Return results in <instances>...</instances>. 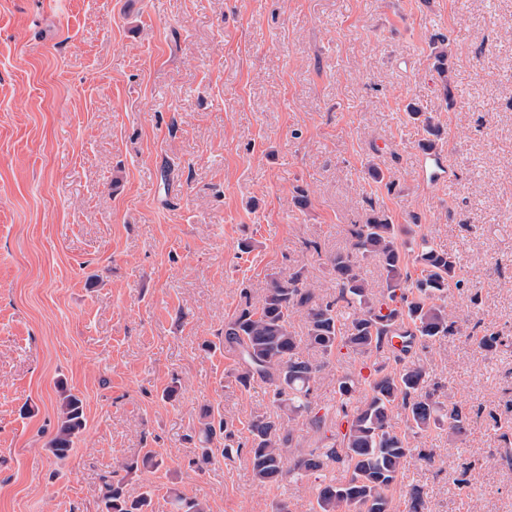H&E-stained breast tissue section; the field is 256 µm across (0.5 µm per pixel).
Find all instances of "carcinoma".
<instances>
[{
  "instance_id": "cac0c4a2",
  "label": "carcinoma",
  "mask_w": 512,
  "mask_h": 512,
  "mask_svg": "<svg viewBox=\"0 0 512 512\" xmlns=\"http://www.w3.org/2000/svg\"><path fill=\"white\" fill-rule=\"evenodd\" d=\"M438 71L448 77L445 61L448 43L434 42ZM352 247L330 260L336 276L340 300L351 309L348 322L342 321L337 302L319 303L308 288L302 271L288 280H273L259 305L245 303L231 320L224 323V343L238 353L237 381L243 387L261 380L272 388L273 402L288 412V420L303 419L318 434L327 423L311 401L316 374L321 366L303 359L306 343L329 357L340 348L369 354L386 351L394 367L382 366L366 379L341 377L338 383L340 406L336 415L345 420V433L332 437V443L303 453L293 447L291 430L284 421L267 415L255 416L249 424L247 449L253 478L260 484L280 480L285 474L314 472L331 463L344 466L343 481L323 484L317 491L318 512H396L393 488L411 453L410 439L448 424V430L461 434L467 418L457 409L442 412L437 387L429 386L423 364L409 359L412 346L425 344L458 331L457 321L448 310V291L464 287L458 275V262L422 240L414 261L421 267L414 279L405 263L406 253L399 243L398 225L385 215L373 216L352 230ZM376 257L385 272V289L376 295L361 274V261ZM305 315L306 332L295 334L291 315ZM369 387L364 401L350 406L361 385ZM404 409L407 426L396 429L392 412ZM82 400L62 392L58 427L49 442L53 455L64 459L74 438L84 429ZM102 512H148L150 496L127 497L120 482L108 476L103 481ZM175 512H206L202 502L174 495Z\"/></svg>"
}]
</instances>
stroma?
<instances>
[{
	"instance_id": "1",
	"label": "stroma",
	"mask_w": 512,
	"mask_h": 512,
	"mask_svg": "<svg viewBox=\"0 0 512 512\" xmlns=\"http://www.w3.org/2000/svg\"><path fill=\"white\" fill-rule=\"evenodd\" d=\"M412 104L447 181L421 177ZM376 212L468 282L448 298L459 333L414 350L467 431L414 439L395 493L512 512V0H0V512H101L111 472L151 512L176 493L314 512L341 465L260 484L219 437L200 466V428L243 442L282 415L268 384L236 382L224 324L299 269L335 298L327 259ZM302 356L331 411L341 376L389 362ZM65 390L85 427L61 461ZM149 450L158 468L124 470Z\"/></svg>"
}]
</instances>
